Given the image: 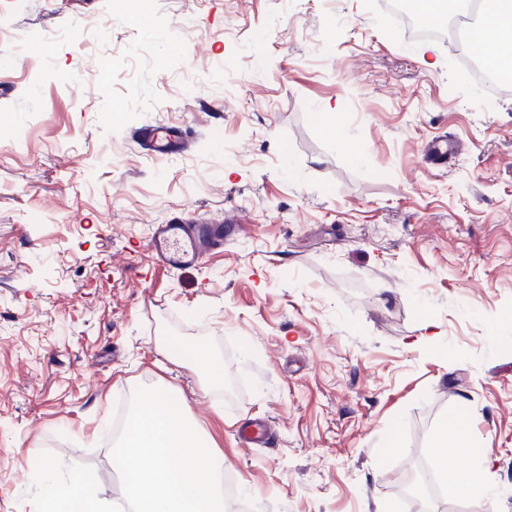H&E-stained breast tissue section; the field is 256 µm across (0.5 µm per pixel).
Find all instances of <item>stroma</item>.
Masks as SVG:
<instances>
[{
    "label": "stroma",
    "mask_w": 512,
    "mask_h": 512,
    "mask_svg": "<svg viewBox=\"0 0 512 512\" xmlns=\"http://www.w3.org/2000/svg\"><path fill=\"white\" fill-rule=\"evenodd\" d=\"M145 5L0 0V512H35L45 451L122 502L117 409L162 383L247 512H420L451 413L510 493L436 512H512V87L387 0ZM226 218L223 252L154 262L153 225ZM192 363L196 373L211 385L224 382V365L213 355L211 349L202 343L193 345Z\"/></svg>",
    "instance_id": "obj_1"
}]
</instances>
